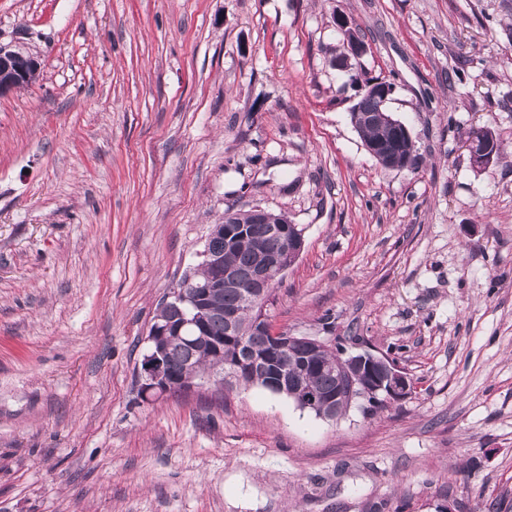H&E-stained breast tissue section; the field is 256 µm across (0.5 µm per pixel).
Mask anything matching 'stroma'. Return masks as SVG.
I'll use <instances>...</instances> for the list:
<instances>
[{"label":"stroma","mask_w":512,"mask_h":512,"mask_svg":"<svg viewBox=\"0 0 512 512\" xmlns=\"http://www.w3.org/2000/svg\"><path fill=\"white\" fill-rule=\"evenodd\" d=\"M0 43L40 62L0 95V512L512 506L503 0H0ZM369 79L411 168L351 122ZM254 206L304 230L272 329L387 355L410 395L333 421L257 386L143 399L158 303ZM342 31H344V35L346 37V44L348 48L347 54L342 55L337 60V67H339L341 70L349 71L353 69V65L351 63L352 59L359 60V58L365 53L366 47L363 43L358 41V39L355 37V35L351 32L350 29H348L345 21L338 20L337 24Z\"/></svg>","instance_id":"1"}]
</instances>
